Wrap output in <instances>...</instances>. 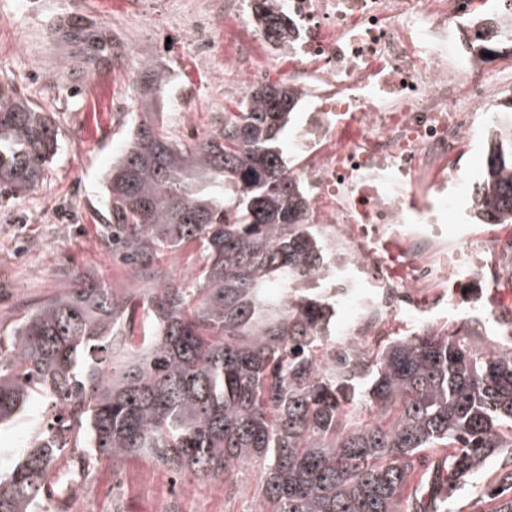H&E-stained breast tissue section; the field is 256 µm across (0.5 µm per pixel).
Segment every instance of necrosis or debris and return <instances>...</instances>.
<instances>
[{"mask_svg": "<svg viewBox=\"0 0 512 512\" xmlns=\"http://www.w3.org/2000/svg\"><path fill=\"white\" fill-rule=\"evenodd\" d=\"M288 44L269 45L261 27L224 60L234 80L225 91L245 96L261 84L269 60L288 55V83L304 105L290 151L308 195L313 223L349 229L361 247L338 268L344 316L340 336L377 335L378 317L421 312L412 295L444 288L456 296L476 273L471 239L465 251L435 255L442 226L462 202L481 206L475 178L456 163L478 120L512 88L502 69L472 49L488 34H512V0H282ZM397 224L409 225L404 282L381 278L370 243Z\"/></svg>", "mask_w": 512, "mask_h": 512, "instance_id": "necrosis-or-debris-1", "label": "necrosis or debris"}]
</instances>
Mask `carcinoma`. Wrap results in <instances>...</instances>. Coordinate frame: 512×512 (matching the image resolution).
Here are the masks:
<instances>
[{
  "label": "carcinoma",
  "mask_w": 512,
  "mask_h": 512,
  "mask_svg": "<svg viewBox=\"0 0 512 512\" xmlns=\"http://www.w3.org/2000/svg\"><path fill=\"white\" fill-rule=\"evenodd\" d=\"M267 38L288 43L279 0H253ZM57 39L87 71L119 46L82 12ZM141 112L106 176L112 254L150 284L138 295L76 271L64 296L0 341V429L40 392L77 425L76 456L49 433L0 471V512H64L52 472L103 454L147 456L180 477L237 485L257 467L255 512H451L500 460L476 512H512V335L422 324L365 343L332 333L336 232L310 223L279 146L296 105L267 81L195 143L152 118L167 76L138 60ZM477 219L512 223V118L492 125ZM60 147L35 100L0 80V191L32 189ZM196 246L174 278L155 261Z\"/></svg>",
  "instance_id": "carcinoma-1"
}]
</instances>
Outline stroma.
Listing matches in <instances>:
<instances>
[{
	"mask_svg": "<svg viewBox=\"0 0 512 512\" xmlns=\"http://www.w3.org/2000/svg\"><path fill=\"white\" fill-rule=\"evenodd\" d=\"M23 0H0V78L12 80L40 102L62 135L60 150L42 184L22 195H0V336L41 302L65 294L79 270L139 291L129 266L100 237L105 221L104 175L122 151L139 98L132 59L85 72L51 35L66 10L80 5L133 57L154 58L170 79L159 123L177 137L203 136L223 121L224 55L248 37L245 25L204 16L195 24L211 32L214 50L201 59L182 25L196 0H40L26 12ZM459 317L475 318L483 343L497 339L496 317L512 310V287L466 283L456 297ZM59 413L45 398L0 431V460L11 462ZM259 470L227 495L220 480L175 477L146 458H101L81 487L90 512H253Z\"/></svg>",
	"mask_w": 512,
	"mask_h": 512,
	"instance_id": "35a3bbf8",
	"label": "stroma"
}]
</instances>
